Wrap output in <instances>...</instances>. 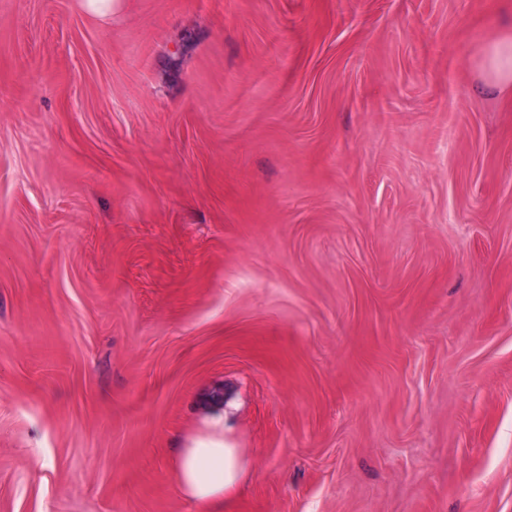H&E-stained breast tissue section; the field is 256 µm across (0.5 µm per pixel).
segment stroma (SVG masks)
Wrapping results in <instances>:
<instances>
[{
  "label": "stroma",
  "mask_w": 512,
  "mask_h": 512,
  "mask_svg": "<svg viewBox=\"0 0 512 512\" xmlns=\"http://www.w3.org/2000/svg\"><path fill=\"white\" fill-rule=\"evenodd\" d=\"M509 36L512 0H0V512H201L215 421V512H512ZM481 67L486 78L495 86H511L512 38H504L486 47ZM245 473L241 449L226 444L220 433L183 448L175 466L176 480L183 492L203 507L232 494Z\"/></svg>",
  "instance_id": "1"
}]
</instances>
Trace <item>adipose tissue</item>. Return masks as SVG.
Instances as JSON below:
<instances>
[{
  "mask_svg": "<svg viewBox=\"0 0 512 512\" xmlns=\"http://www.w3.org/2000/svg\"><path fill=\"white\" fill-rule=\"evenodd\" d=\"M481 67L492 84L511 85L512 38L486 47ZM245 473L241 450L226 444L220 433L194 441L191 447L183 449L175 466L176 480L183 492L204 507L232 494Z\"/></svg>",
  "mask_w": 512,
  "mask_h": 512,
  "instance_id": "obj_1",
  "label": "adipose tissue"
}]
</instances>
